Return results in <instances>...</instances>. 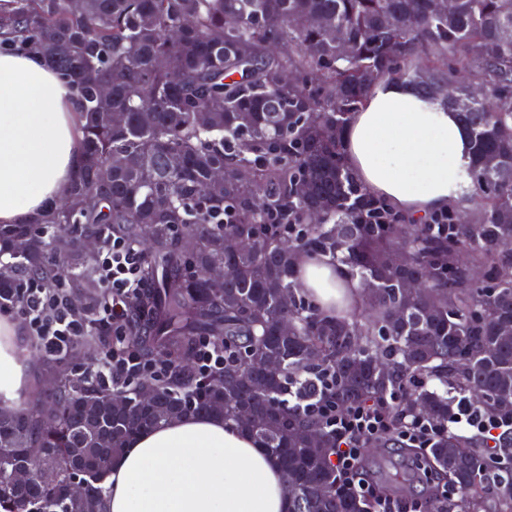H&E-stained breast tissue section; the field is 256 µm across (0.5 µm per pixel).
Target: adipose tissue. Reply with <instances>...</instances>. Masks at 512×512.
Wrapping results in <instances>:
<instances>
[{"label":"adipose tissue","instance_id":"ef3b65f1","mask_svg":"<svg viewBox=\"0 0 512 512\" xmlns=\"http://www.w3.org/2000/svg\"><path fill=\"white\" fill-rule=\"evenodd\" d=\"M79 93L39 54L0 51V224H34L84 167ZM343 160L372 195L413 216L458 206L471 190L472 145L455 112L382 80L343 133ZM320 303L359 290L332 257L301 258ZM21 330L0 317V404L27 380ZM104 512H288L273 459L222 417L186 414L134 436L103 483Z\"/></svg>","mask_w":512,"mask_h":512}]
</instances>
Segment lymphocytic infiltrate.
I'll use <instances>...</instances> for the list:
<instances>
[{"mask_svg": "<svg viewBox=\"0 0 512 512\" xmlns=\"http://www.w3.org/2000/svg\"><path fill=\"white\" fill-rule=\"evenodd\" d=\"M142 262L143 258L132 242L115 237L103 243L97 276L107 303L93 318L80 316L65 294H48L38 288L26 290L17 310L47 354L66 353L91 331L122 325L128 302L143 286ZM166 370L167 366L162 362L143 364L135 351L126 345L102 354L96 376L109 385L126 387L134 377L143 373L161 375ZM300 405L335 433L336 472L346 487L366 500L369 512H424L421 501L405 502L374 492L363 470L364 450L369 442L390 438L411 448H427L441 434V427L426 418L402 414L394 397L381 403L341 409L323 396L311 395L301 398Z\"/></svg>", "mask_w": 512, "mask_h": 512, "instance_id": "f902f5d3", "label": "lymphocytic infiltrate"}]
</instances>
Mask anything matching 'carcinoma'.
Instances as JSON below:
<instances>
[{"label": "carcinoma", "instance_id": "1", "mask_svg": "<svg viewBox=\"0 0 512 512\" xmlns=\"http://www.w3.org/2000/svg\"><path fill=\"white\" fill-rule=\"evenodd\" d=\"M236 19L228 27L224 18ZM341 30L350 49L336 41ZM272 40L288 53L268 51ZM38 51L80 95L85 168L65 205L46 213L39 229L0 224V305L17 304L26 281L49 284L64 268L73 290L91 302L99 283L95 259L75 258L78 226L137 238L154 227L143 262L145 288L131 301L129 340L145 359H166L168 375L149 379L157 415L131 419L112 407L113 390L87 377L55 384L57 408L37 398L0 412V512H100L103 482L133 436L192 411L219 414L245 430L279 464L288 512H368L340 487L333 465L336 437L283 399L300 377L334 376L324 394L348 407L383 401L401 390L415 398L404 412L429 411L448 422L461 396L480 393L483 410L506 416L512 406V0H0V48ZM291 70L294 83L279 82ZM406 81L425 98L451 84L467 97L485 96L459 113L473 146L472 202L464 222L413 224L410 216L374 200L345 166L341 133L380 79ZM107 81L112 95L100 97ZM113 112L126 114L110 125ZM208 114V126L197 114ZM112 162L108 178L97 163ZM224 167V187L209 185ZM302 177L317 192L294 196ZM322 206L320 222L311 211ZM256 241L252 251L224 254V238ZM408 246L406 268L393 263ZM328 254L366 297L359 314L347 299L326 311L300 291L296 255ZM229 264L221 290L201 271ZM478 266L484 280L474 281ZM426 287L406 297L401 284ZM293 298L288 311L281 292ZM401 314L403 320L393 319ZM288 337L276 334L283 316ZM208 337L231 358L203 380L195 371L198 339ZM276 357L281 369L262 375V391L238 384L239 368ZM435 381L434 388L428 382ZM253 406L257 424L239 418ZM59 425L49 436L43 414ZM322 434L310 447L296 433ZM39 448L36 456L28 449ZM485 440L448 433L434 447L407 450L447 479L463 512H512V470L497 471V499L485 496L491 473ZM94 451L90 503L70 499L65 483L21 487L6 477L79 466Z\"/></svg>", "mask_w": 512, "mask_h": 512}]
</instances>
